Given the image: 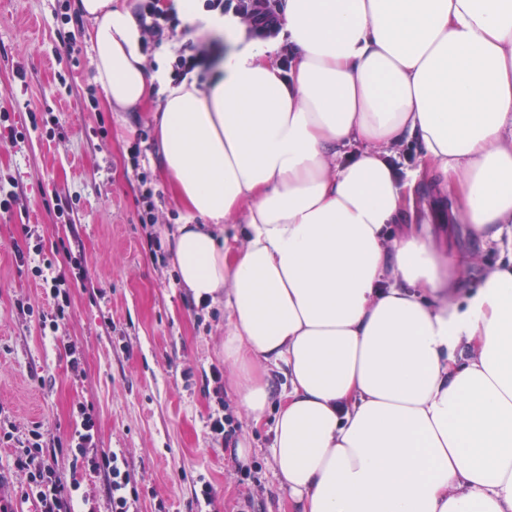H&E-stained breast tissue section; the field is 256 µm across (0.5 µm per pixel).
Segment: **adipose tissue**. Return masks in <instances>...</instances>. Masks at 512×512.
Listing matches in <instances>:
<instances>
[{
	"label": "adipose tissue",
	"instance_id": "adipose-tissue-1",
	"mask_svg": "<svg viewBox=\"0 0 512 512\" xmlns=\"http://www.w3.org/2000/svg\"><path fill=\"white\" fill-rule=\"evenodd\" d=\"M223 35L209 81L149 69L133 0H74L107 106L153 114L187 220L163 230L292 512H512V261L440 250L392 146L415 141L470 240L512 224V0H285L276 41ZM240 218L246 243L228 245ZM285 378L274 387L270 377Z\"/></svg>",
	"mask_w": 512,
	"mask_h": 512
}]
</instances>
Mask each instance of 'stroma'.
<instances>
[{
	"mask_svg": "<svg viewBox=\"0 0 512 512\" xmlns=\"http://www.w3.org/2000/svg\"><path fill=\"white\" fill-rule=\"evenodd\" d=\"M71 3L0 0V114L17 127L32 109L54 117L15 144L0 133V175L18 182L12 215L0 216V407L19 431L39 425L66 439L77 425V404L87 405L99 448L123 450L129 462L140 492L135 512H288L268 454L272 420L252 426L225 386L238 440L251 450L254 483L241 482L234 448L209 432L217 403L206 376L224 364V304L200 310L172 267L153 263L127 152L138 135L148 137L149 170L162 195L159 226L181 223L184 212L160 176L150 109L128 128L106 106L84 37L88 21L79 23L75 54L63 47L61 16ZM435 204L428 185H420L415 208L431 212L452 245L470 248L476 271L512 253L507 235L469 243L448 209ZM61 206L67 218H58ZM28 237L62 271H69L70 257L83 261L85 278L68 282L71 316L64 328L82 351L81 374L71 372L63 350L39 326L47 296L30 272L19 271L14 251ZM25 305L31 314L22 313ZM205 482L213 488L209 506L194 495Z\"/></svg>",
	"mask_w": 512,
	"mask_h": 512,
	"instance_id": "obj_1",
	"label": "stroma"
}]
</instances>
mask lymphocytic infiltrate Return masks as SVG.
<instances>
[{
    "label": "lymphocytic infiltrate",
    "instance_id": "f902f5d3",
    "mask_svg": "<svg viewBox=\"0 0 512 512\" xmlns=\"http://www.w3.org/2000/svg\"><path fill=\"white\" fill-rule=\"evenodd\" d=\"M204 11L235 18L244 27L248 38L267 41L279 38L283 31L280 0H203ZM139 24L152 48H160L176 30L190 31L191 26L180 17L172 0H141ZM222 50L219 41L186 42L174 50L170 76L182 82L191 76H203L214 65ZM21 265L30 267L40 277L50 299L48 310L39 312L42 330L60 337L70 317V292L65 272L44 258L41 246L16 249ZM80 427L68 442L54 439L35 427L19 432L9 417L0 416V445L13 450L11 472L0 471V512H16L7 489L12 473L25 479L22 497L34 500L38 512H78V483L67 484L61 478L62 467L70 470L101 471L109 478L112 512H131L139 492L128 461L116 452L96 451L95 420L86 406H79Z\"/></svg>",
    "mask_w": 512,
    "mask_h": 512
}]
</instances>
